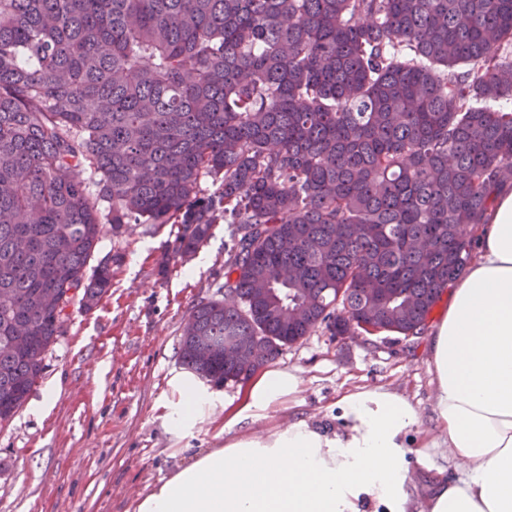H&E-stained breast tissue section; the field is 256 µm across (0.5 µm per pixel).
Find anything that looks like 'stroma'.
<instances>
[{
	"label": "stroma",
	"instance_id": "stroma-1",
	"mask_svg": "<svg viewBox=\"0 0 512 512\" xmlns=\"http://www.w3.org/2000/svg\"><path fill=\"white\" fill-rule=\"evenodd\" d=\"M168 229L129 224L105 235L98 255L121 262L112 288L91 313L70 307L67 332L44 360L30 399L54 385V406L37 416L22 408L0 427V512H134L136 502L194 454L224 445V404L245 384L227 382L214 407L188 436L167 426L178 399L169 380L180 372L179 343L192 306L223 298L231 225L219 223L202 264L161 268ZM426 338L382 333L343 340L318 329L283 346L274 367L297 373L298 414L331 431L336 401L356 386H383L406 396L432 424V383Z\"/></svg>",
	"mask_w": 512,
	"mask_h": 512
}]
</instances>
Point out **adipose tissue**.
Returning a JSON list of instances; mask_svg holds the SVG:
<instances>
[{
	"instance_id": "1",
	"label": "adipose tissue",
	"mask_w": 512,
	"mask_h": 512,
	"mask_svg": "<svg viewBox=\"0 0 512 512\" xmlns=\"http://www.w3.org/2000/svg\"><path fill=\"white\" fill-rule=\"evenodd\" d=\"M478 231L479 256L428 338L432 428L404 396L358 386L337 401L339 431L297 416L261 435L237 434L298 391L295 373L268 369L239 403L225 404L231 440L161 480L134 512H512V191ZM171 384L180 400L168 427L183 436L215 395L190 374ZM441 445L459 477L434 481L417 503L411 468H430Z\"/></svg>"
}]
</instances>
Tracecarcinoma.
<instances>
[{
	"instance_id": "carcinoma-1",
	"label": "carcinoma",
	"mask_w": 512,
	"mask_h": 512,
	"mask_svg": "<svg viewBox=\"0 0 512 512\" xmlns=\"http://www.w3.org/2000/svg\"><path fill=\"white\" fill-rule=\"evenodd\" d=\"M504 188L512 0H0V425L109 293L108 229L176 225L168 264L235 225L179 347L222 385L321 327L423 335Z\"/></svg>"
}]
</instances>
